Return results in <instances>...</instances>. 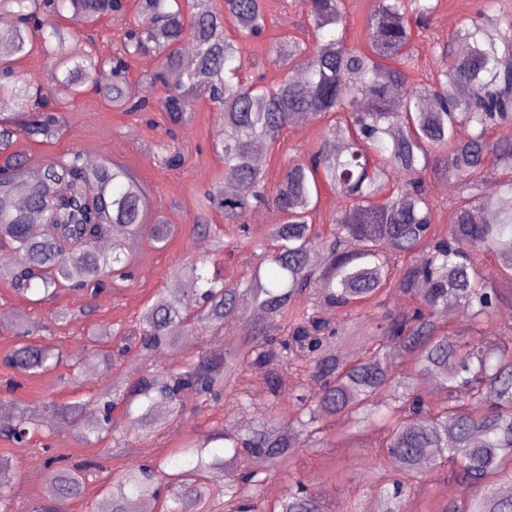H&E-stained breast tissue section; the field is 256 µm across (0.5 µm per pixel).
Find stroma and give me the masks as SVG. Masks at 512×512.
<instances>
[{
  "mask_svg": "<svg viewBox=\"0 0 512 512\" xmlns=\"http://www.w3.org/2000/svg\"><path fill=\"white\" fill-rule=\"evenodd\" d=\"M272 22L263 39L247 43L245 57L265 69L268 78H275L269 68L266 48L273 38L287 33L295 34L299 25L305 24V0H269ZM483 0H441L440 7L429 22L426 31L416 34L414 46L419 58L415 80H430L435 69L431 47L446 41L449 34L460 28L466 19L480 8ZM129 14H115L94 25L88 38L77 41V48L94 46L103 57L112 56L120 47L129 25ZM67 128L57 140L37 143L21 137L14 141L15 154L29 159L32 168L71 147L80 145L87 149L91 159L109 158L127 164L151 189L152 207L160 213L174 232L165 247L157 248L149 239L135 241L133 277L119 287L88 301L86 296L60 290L53 303L33 304L18 295L9 279L0 278V310L22 309L31 324L50 323L55 309L76 310L87 303H94L95 313L88 322L71 323L56 327V343L68 352L84 349L89 325L111 328L113 324L129 325L137 321L142 308L157 291L172 289L177 278L174 267L178 260L202 256V238L191 231L192 217L198 207L199 195L204 188L224 175V163L212 145L219 139V116L210 102H201L193 121L179 134L177 147L184 155L182 167H165L157 150L165 136L167 120L161 109L132 115L112 108L94 89H86L69 106L66 114ZM320 132L318 122L309 120L288 127L279 150L264 157L262 166L270 176H278L293 152L307 153L315 149ZM217 234L228 242V249L216 257V267L227 282L247 280L255 264L249 249L237 244L235 226L226 224L224 214L214 210L209 214ZM9 369L0 365V399H12L29 418L44 424L53 434L52 445L58 453L79 461L96 455L97 449L84 446L74 430L60 426L52 420L46 409L50 400L65 402L75 397H87L106 387L112 379L111 371L102 370L95 376L83 377L80 386L68 380L66 368L23 379L14 392H6L3 384L11 378ZM246 384L253 401L249 413H240L230 403L222 401L206 408H198L193 394H186L181 420L163 432L143 434L133 439L134 459H156L183 442L206 434L224 423L240 424L256 420L268 410L269 397L265 376L247 373ZM39 441L20 446L0 439V456L12 458L17 467L13 495L18 512H26L36 499L47 492L46 481L34 480L31 467L43 463ZM372 449L355 448H302L298 451V474L304 475L311 494L324 500L329 512H373L374 499L369 489L372 477ZM461 487L452 480L437 479L428 474L416 489L408 512H441L446 503L459 499Z\"/></svg>",
  "mask_w": 512,
  "mask_h": 512,
  "instance_id": "35a3bbf8",
  "label": "stroma"
}]
</instances>
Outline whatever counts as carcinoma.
I'll return each mask as SVG.
<instances>
[{"label": "carcinoma", "mask_w": 512, "mask_h": 512, "mask_svg": "<svg viewBox=\"0 0 512 512\" xmlns=\"http://www.w3.org/2000/svg\"><path fill=\"white\" fill-rule=\"evenodd\" d=\"M438 4L373 0L353 46L345 0H307L312 37L269 43V65L280 72L269 83L244 57V45L268 27L267 0H223L221 9L213 0H137L134 24L112 58L72 44L82 29L125 12L126 0H0V92L14 105L12 116L0 118V272L17 293L45 302L67 288L95 299L130 277L131 242L162 243L171 233L151 214L150 188L126 164L93 162L73 147L33 176L27 160L9 151L20 136L57 139L64 112L105 68L112 80L100 93L125 112L152 111L147 88L173 75L177 82L159 102L170 128L187 125L201 100L219 111L223 135L213 150L239 190L212 183L193 216L194 231L212 237V252L228 244L212 230L210 210L224 212L248 239L250 211L272 204L283 215L268 234L273 250L255 242L261 253L247 284L210 272L209 256L181 260V295L155 294L134 331L91 329L80 357L35 339L50 328L30 330L22 313H0L1 324L33 335L4 359L24 376L65 362L77 386L89 362L115 370L101 345L116 337L122 356L134 350L179 360L162 376L116 372L86 400L50 402L52 417L87 446L109 437L128 448L133 436L178 422L187 392L200 409L228 396L248 412L252 399L237 383L247 371L268 372L267 417L226 424L159 460L125 464L106 490L107 512H143L150 501L162 502L164 512H327L301 478L271 506L261 485L292 468L297 449L320 445L326 423L338 417L359 439L374 421L386 424L374 455L376 512H406L425 458L436 471L455 466L465 507L449 512H512V496L501 492L512 484V324L490 323L502 299L497 285L512 286V18L488 0L447 43L433 46V79L415 81L413 27L427 26ZM457 41L467 53L454 49ZM35 47L51 60L45 84L16 66ZM147 53L159 56L158 68L130 79L127 59ZM303 116L321 124L318 144L294 153L272 182L254 156L278 149ZM488 159L494 184L486 182ZM432 169L457 184L447 203L425 188ZM324 191L337 202L326 234L313 224ZM102 240L112 242L110 253L98 249ZM488 257L494 268L487 273ZM265 263L272 269L264 275ZM386 291L408 307L359 325V355L345 360L331 348L345 340L344 330L324 311L348 313ZM252 306L263 310L257 321L248 319ZM460 317L480 326L478 335H452L448 324ZM198 330L232 331L236 341L181 357L183 334ZM427 378L438 382L440 401L421 392ZM288 387L296 417L283 429L276 410ZM119 406L122 426L112 418ZM40 429L17 406L0 404L1 436L26 444ZM218 441L230 456L214 449ZM40 451L52 493L28 512H65L85 497L100 465H71L47 444ZM13 479L11 460L0 458V512H12Z\"/></svg>", "instance_id": "cac0c4a2"}]
</instances>
